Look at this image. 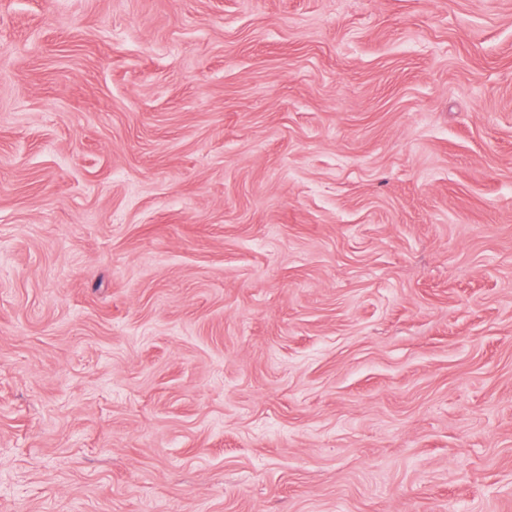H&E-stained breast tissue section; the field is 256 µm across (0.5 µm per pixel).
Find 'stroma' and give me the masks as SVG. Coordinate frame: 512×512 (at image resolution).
I'll list each match as a JSON object with an SVG mask.
<instances>
[{
  "instance_id": "obj_1",
  "label": "stroma",
  "mask_w": 512,
  "mask_h": 512,
  "mask_svg": "<svg viewBox=\"0 0 512 512\" xmlns=\"http://www.w3.org/2000/svg\"><path fill=\"white\" fill-rule=\"evenodd\" d=\"M0 512H512V0H0Z\"/></svg>"
}]
</instances>
